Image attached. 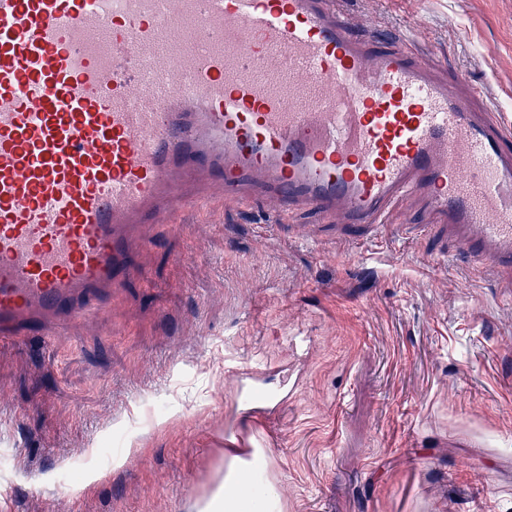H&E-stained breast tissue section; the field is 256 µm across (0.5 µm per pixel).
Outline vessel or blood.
<instances>
[{
	"label": "vessel or blood",
	"mask_w": 512,
	"mask_h": 512,
	"mask_svg": "<svg viewBox=\"0 0 512 512\" xmlns=\"http://www.w3.org/2000/svg\"><path fill=\"white\" fill-rule=\"evenodd\" d=\"M336 0H0V340L85 317L182 186L382 228L424 194L512 286V123Z\"/></svg>",
	"instance_id": "vessel-or-blood-1"
}]
</instances>
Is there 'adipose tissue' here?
I'll return each mask as SVG.
<instances>
[{
    "mask_svg": "<svg viewBox=\"0 0 512 512\" xmlns=\"http://www.w3.org/2000/svg\"><path fill=\"white\" fill-rule=\"evenodd\" d=\"M274 458L267 448L224 450V491L216 495L203 512H283L284 506L274 482L258 485L255 474L273 468Z\"/></svg>",
    "mask_w": 512,
    "mask_h": 512,
    "instance_id": "obj_1",
    "label": "adipose tissue"
}]
</instances>
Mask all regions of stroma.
<instances>
[{
  "label": "stroma",
  "instance_id": "stroma-1",
  "mask_svg": "<svg viewBox=\"0 0 512 512\" xmlns=\"http://www.w3.org/2000/svg\"><path fill=\"white\" fill-rule=\"evenodd\" d=\"M512 122V0H339ZM377 239L249 195L144 225L88 320L0 341L5 512H200L224 431L285 512H512V291L421 195Z\"/></svg>",
  "mask_w": 512,
  "mask_h": 512
}]
</instances>
